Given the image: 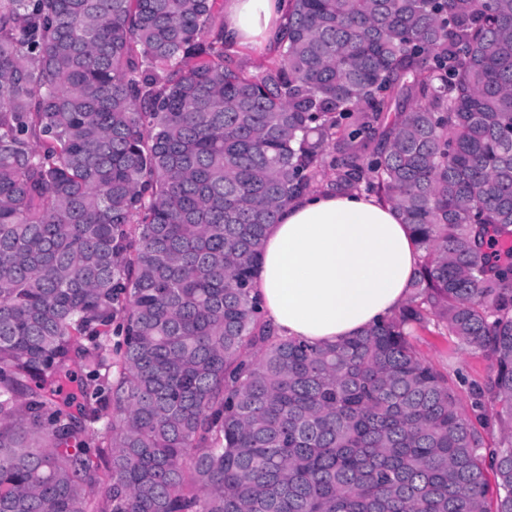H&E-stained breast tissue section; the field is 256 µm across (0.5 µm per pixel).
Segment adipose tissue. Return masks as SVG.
I'll list each match as a JSON object with an SVG mask.
<instances>
[{
  "instance_id": "1",
  "label": "adipose tissue",
  "mask_w": 512,
  "mask_h": 512,
  "mask_svg": "<svg viewBox=\"0 0 512 512\" xmlns=\"http://www.w3.org/2000/svg\"><path fill=\"white\" fill-rule=\"evenodd\" d=\"M288 0H224V39L273 46ZM419 252L396 210L315 192L282 209L264 241L257 293L276 334L333 344L407 302Z\"/></svg>"
}]
</instances>
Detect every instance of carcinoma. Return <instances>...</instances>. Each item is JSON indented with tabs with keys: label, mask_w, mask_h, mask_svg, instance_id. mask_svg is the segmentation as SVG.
I'll return each instance as SVG.
<instances>
[{
	"label": "carcinoma",
	"mask_w": 512,
	"mask_h": 512,
	"mask_svg": "<svg viewBox=\"0 0 512 512\" xmlns=\"http://www.w3.org/2000/svg\"><path fill=\"white\" fill-rule=\"evenodd\" d=\"M325 190L420 263L310 344L255 280ZM429 324L493 361L470 403ZM0 512H512V0H288L259 74L216 0H0Z\"/></svg>",
	"instance_id": "obj_1"
}]
</instances>
